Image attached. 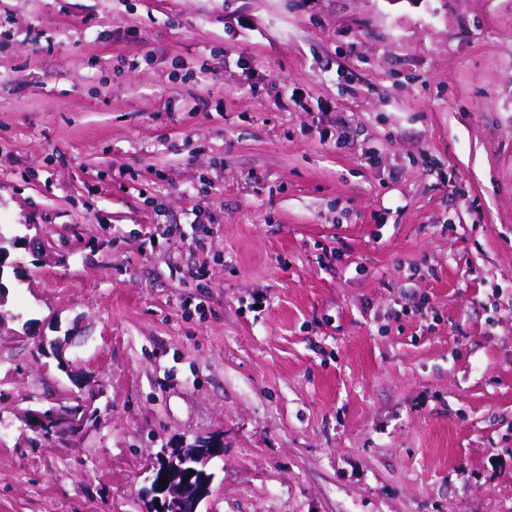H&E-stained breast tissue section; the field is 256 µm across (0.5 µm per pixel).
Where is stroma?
Wrapping results in <instances>:
<instances>
[{"label": "stroma", "instance_id": "stroma-1", "mask_svg": "<svg viewBox=\"0 0 512 512\" xmlns=\"http://www.w3.org/2000/svg\"><path fill=\"white\" fill-rule=\"evenodd\" d=\"M0 245V512H512V0H0ZM81 413L73 415V419L58 418L55 419L49 415V425H45L43 422L37 420L34 423H29L31 430L42 438H57L65 439L66 436H70L72 433L85 428L89 424H93L96 420V409L90 410L89 406H83ZM77 421V422H75ZM177 457H184L182 448L177 452L170 453V451H165L160 454V460L154 469V473H157L158 469H160V478H162L163 475H167V484H164L163 487H159V478L155 482L153 490L150 489L149 494L163 495V498L159 495H155V498L158 499L160 504L161 511L166 512L168 509H171L173 512H201L199 507L209 496L213 477L207 481L203 487L196 488L192 483L194 471L190 478H187L189 472H186L183 475L181 483L171 488L172 482L168 478V471L170 466H177ZM160 501H163V506H161Z\"/></svg>", "mask_w": 512, "mask_h": 512}]
</instances>
